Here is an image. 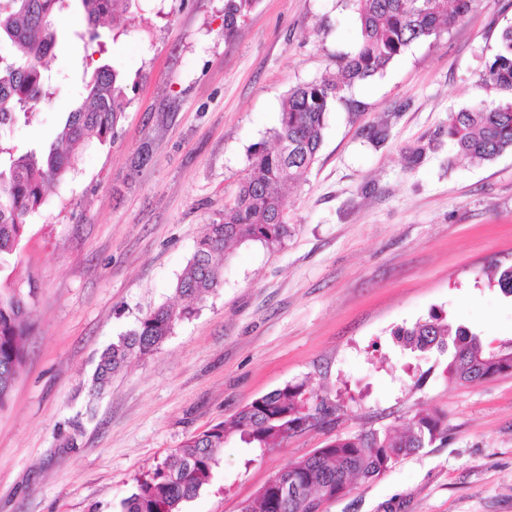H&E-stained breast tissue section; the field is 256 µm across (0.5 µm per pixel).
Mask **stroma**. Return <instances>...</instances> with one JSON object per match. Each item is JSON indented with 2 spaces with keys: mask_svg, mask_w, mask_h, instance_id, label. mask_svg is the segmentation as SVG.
<instances>
[{
  "mask_svg": "<svg viewBox=\"0 0 512 512\" xmlns=\"http://www.w3.org/2000/svg\"><path fill=\"white\" fill-rule=\"evenodd\" d=\"M131 15L126 33L100 30L97 61L123 73L130 100L114 139L78 149L0 272L36 287L27 357L0 408V512H118L188 436L304 380L335 404V423L253 460L229 444L183 512H240L289 461L434 410L447 441L352 484L325 512H512V376L455 384L447 354L418 356L395 339L438 313L486 342L512 340V295L488 278L512 264V154L477 165L446 135L450 113L507 99L483 74L512 0H476L437 41L412 44L333 103L316 162L285 190V246H229L223 284L93 400L103 349L177 303L198 237L252 151L270 144L283 97L335 71L358 39L345 0H257L230 34L224 0H134ZM85 29L73 0L48 61L58 90L11 132L15 144L49 145L78 106ZM371 125L388 129L380 145L363 135Z\"/></svg>",
  "mask_w": 512,
  "mask_h": 512,
  "instance_id": "stroma-1",
  "label": "stroma"
}]
</instances>
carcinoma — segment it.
I'll return each mask as SVG.
<instances>
[{
  "instance_id": "1",
  "label": "carcinoma",
  "mask_w": 512,
  "mask_h": 512,
  "mask_svg": "<svg viewBox=\"0 0 512 512\" xmlns=\"http://www.w3.org/2000/svg\"><path fill=\"white\" fill-rule=\"evenodd\" d=\"M71 0H0V37L11 51L0 54V270L9 266L27 226L40 212L45 188L59 182L74 167L75 158L58 148L92 139L115 137L130 99L124 77L108 64L97 67L82 87L83 102L58 128L55 144L20 149L3 138L32 110L55 94L46 59L57 45L58 27ZM91 31L112 17L120 21L131 0H80ZM256 0H225L224 27L231 32ZM359 31L354 48L336 56V75L291 89L284 98L278 124L272 129L274 147L250 155L249 169L235 196L219 218L206 225L175 292L189 301L203 300L224 280L225 248L230 243L260 242L275 250L291 234L283 188L299 180L321 149L325 115L345 99L354 83L383 73L412 44L438 39L471 11L473 0H347ZM484 84L512 92V25L505 27L497 51L486 66ZM448 142L456 155L473 163L512 153V102L489 104L483 99L451 114ZM494 281L512 294V268L498 266ZM33 291L0 287V406L9 399L26 356L29 299ZM194 309L162 305L110 344L100 355L92 376V395L102 394L112 378L133 359L155 354L176 322ZM467 327L454 326L432 313L396 332L403 346L422 354L452 350L446 373L459 384L490 377L512 376V343L493 354L483 340L468 339ZM314 398L307 381L272 390L245 405L235 416L190 436L137 481L120 503L121 512H182L185 503L211 483L224 448L239 443L252 452L279 448L306 430L303 406ZM439 413H415L405 429H368L337 438L312 454L288 462L276 483L261 487L240 512H324L325 503L346 493L355 480L372 482L400 458L447 437Z\"/></svg>"
}]
</instances>
